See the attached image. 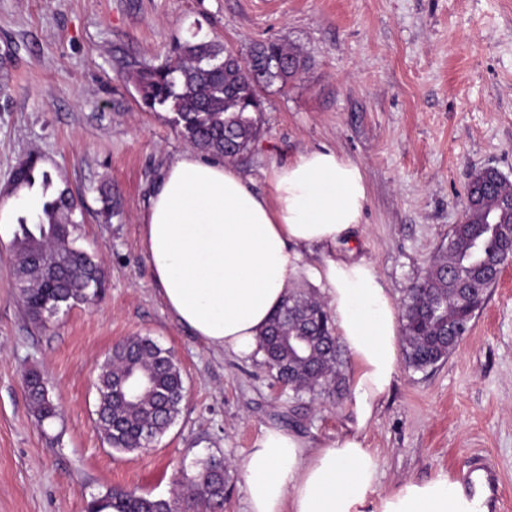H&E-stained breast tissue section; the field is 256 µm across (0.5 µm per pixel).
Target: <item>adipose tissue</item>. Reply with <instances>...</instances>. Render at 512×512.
<instances>
[{
	"label": "adipose tissue",
	"mask_w": 512,
	"mask_h": 512,
	"mask_svg": "<svg viewBox=\"0 0 512 512\" xmlns=\"http://www.w3.org/2000/svg\"><path fill=\"white\" fill-rule=\"evenodd\" d=\"M261 193L233 165L187 149L166 166L141 216L152 283L181 325L246 358L306 257L351 358L355 423L318 446L264 428L239 463L246 512H476L448 478L405 482L376 497L379 461L363 432L398 372L399 313L375 266L337 255L362 224L361 166L324 146L274 167Z\"/></svg>",
	"instance_id": "ef3b65f1"
}]
</instances>
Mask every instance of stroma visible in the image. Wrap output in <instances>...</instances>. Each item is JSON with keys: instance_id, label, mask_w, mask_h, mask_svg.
<instances>
[{"instance_id": "35a3bbf8", "label": "stroma", "mask_w": 512, "mask_h": 512, "mask_svg": "<svg viewBox=\"0 0 512 512\" xmlns=\"http://www.w3.org/2000/svg\"><path fill=\"white\" fill-rule=\"evenodd\" d=\"M195 37L243 61L266 39L300 53V74L263 91L261 132L236 166L266 192L273 166L311 149L357 162L368 205L336 252L371 261L395 302L459 223L471 172L491 165L512 181V0H0V186L39 155L83 199L78 243L106 273L96 305L36 325L15 284L16 227L0 231V512H85L110 488L169 498L212 455L232 467L219 512H245L234 464L263 428L316 445L354 422L351 392L278 391L262 359L210 348L152 284L140 218L187 144L172 112L143 105L132 74ZM107 185L121 211L108 224L97 215ZM137 335L173 350L187 397L156 445L116 454L95 423L94 381L112 345ZM33 370L61 413L49 424L24 393ZM364 437L378 494L459 479L480 457L498 473L496 512H512V267L447 361L399 365Z\"/></svg>"}]
</instances>
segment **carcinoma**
Segmentation results:
<instances>
[{
    "label": "carcinoma",
    "instance_id": "obj_1",
    "mask_svg": "<svg viewBox=\"0 0 512 512\" xmlns=\"http://www.w3.org/2000/svg\"><path fill=\"white\" fill-rule=\"evenodd\" d=\"M280 57L290 64L275 66ZM304 67L297 51L277 40L260 41L252 49L249 66L227 53L218 42H185L176 58L160 68L134 72V83L143 105L174 112L179 134L195 149L229 158L249 150L260 131L263 112L260 91L276 83L285 85ZM40 158L30 155L13 169L12 186L42 187L44 201L33 216L19 219L13 240L17 288L26 313L44 324L67 314L78 304L102 298L105 274L97 254L77 245L83 202L63 188L49 192L52 182L40 170ZM468 205L459 224L448 235V244L431 260L424 279L408 289L401 309L405 360L409 368L424 372L447 360L454 351L451 328L470 327L485 302L479 289H489L494 269L506 254L495 238L512 237V207L503 205L512 196L509 186L486 183L478 172L470 176ZM99 214L119 215L112 190H100ZM497 223V237L489 223ZM483 244L477 256L467 245ZM264 364L275 379H286L294 392H340L343 360L334 327L322 303L301 292H292L274 314L265 334ZM131 376L140 385L139 395L120 387ZM96 426L104 441L120 453L143 449L144 437H162L182 412L186 388L182 370L171 361L170 349L149 336H133L115 343L99 366L95 380ZM24 391L39 421L59 417L40 374L24 381ZM190 492L205 512L221 506L226 493L224 458L210 456L190 480ZM88 512H177L174 499L152 498L135 490L110 488L88 503Z\"/></svg>",
    "mask_w": 512,
    "mask_h": 512
}]
</instances>
